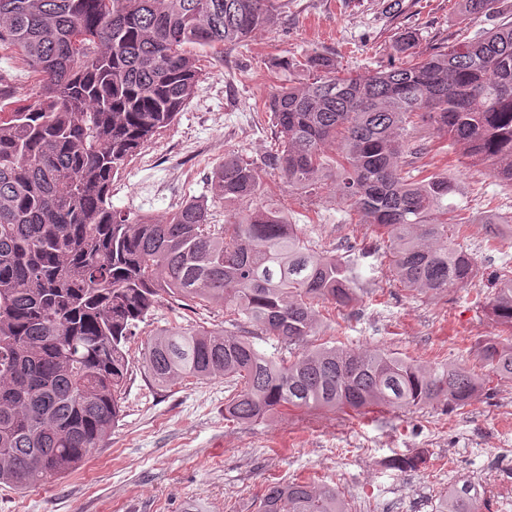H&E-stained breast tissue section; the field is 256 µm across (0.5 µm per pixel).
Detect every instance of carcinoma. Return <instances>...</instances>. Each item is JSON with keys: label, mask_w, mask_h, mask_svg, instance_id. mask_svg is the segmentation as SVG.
<instances>
[{"label": "carcinoma", "mask_w": 512, "mask_h": 512, "mask_svg": "<svg viewBox=\"0 0 512 512\" xmlns=\"http://www.w3.org/2000/svg\"><path fill=\"white\" fill-rule=\"evenodd\" d=\"M497 0H459L487 14ZM276 23L273 0H0V52L37 88L18 98L0 74V484L18 491L78 469L103 447L121 413L128 344L168 297L217 308L211 326L156 329L143 367L159 386L224 377L227 420L290 410L463 409L512 379V276L489 302L500 334L477 351L482 374L380 349L316 343L329 306L358 296L351 263L321 248L314 226L292 224L260 169L237 154L210 176L224 223L187 201L162 218L112 208V182L193 96L192 50H222ZM413 30L395 52L420 61L342 75L316 54L311 81L274 86L265 106L278 147L264 159L283 185L315 196L326 186L387 239L391 276L428 297L464 288L474 258L456 244L471 218L448 203L456 185L424 163L405 171L422 124L474 167L512 184V22L421 56ZM275 339L269 355L257 341ZM423 454L394 455L415 471ZM467 484L434 512H478ZM257 512H349L325 482L269 484Z\"/></svg>", "instance_id": "1"}]
</instances>
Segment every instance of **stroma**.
<instances>
[{
	"label": "stroma",
	"instance_id": "stroma-1",
	"mask_svg": "<svg viewBox=\"0 0 512 512\" xmlns=\"http://www.w3.org/2000/svg\"><path fill=\"white\" fill-rule=\"evenodd\" d=\"M276 26L222 56L201 55L197 89L176 122L157 135L112 184V205L129 215L164 216L210 193L209 177L226 155L262 162L277 140L268 99L276 61L313 53L341 72L362 73L396 62L391 45L416 30L423 52L472 39L512 21V0L500 10L461 20L456 0H277ZM434 171L457 186L450 203L466 214L512 216V184L470 168L448 143L421 132ZM274 200L293 223L320 214L313 233L326 249L350 259L362 293L336 309L328 340L379 348L428 362H476L479 342L498 335L488 307L496 276L512 271V231L503 249L489 248L484 225L463 241L479 269L467 287L436 298L413 295L391 281L379 255L386 249L348 207L322 190L308 198L285 187ZM143 338L129 350L130 377L122 412L106 447L70 474L19 492L0 485V512H255L274 480L314 478L338 489L350 512H434L439 494L471 480L488 512H512V380L493 379L489 395L461 410L445 402L362 413L291 411L249 423L224 418L223 379L163 388L142 368ZM423 452L425 466L387 468L396 454Z\"/></svg>",
	"mask_w": 512,
	"mask_h": 512
}]
</instances>
